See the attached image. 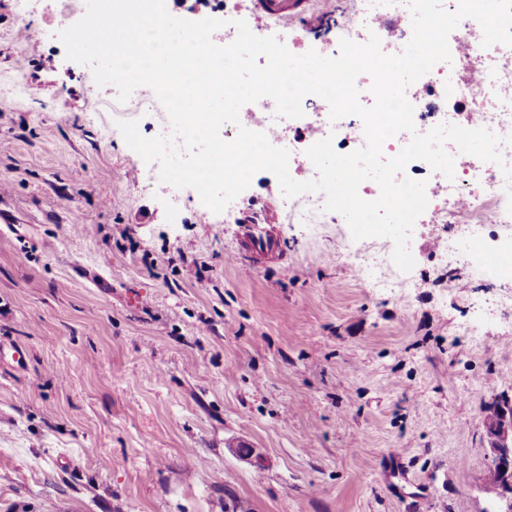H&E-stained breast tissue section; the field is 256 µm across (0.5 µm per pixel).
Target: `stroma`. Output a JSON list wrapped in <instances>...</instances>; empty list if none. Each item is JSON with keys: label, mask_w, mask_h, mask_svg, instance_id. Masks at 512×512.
Segmentation results:
<instances>
[{"label": "stroma", "mask_w": 512, "mask_h": 512, "mask_svg": "<svg viewBox=\"0 0 512 512\" xmlns=\"http://www.w3.org/2000/svg\"><path fill=\"white\" fill-rule=\"evenodd\" d=\"M348 8L296 24L333 42ZM60 29L54 0H0V512H501L482 417L512 395V320L465 333L483 293L435 227L404 295L370 288L349 226L290 223L260 171L244 201L276 210L288 265L244 272L240 209L173 208L105 135L154 136L164 108L113 112Z\"/></svg>", "instance_id": "obj_1"}]
</instances>
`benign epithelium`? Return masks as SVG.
<instances>
[{
  "mask_svg": "<svg viewBox=\"0 0 512 512\" xmlns=\"http://www.w3.org/2000/svg\"><path fill=\"white\" fill-rule=\"evenodd\" d=\"M495 410L497 417L483 419V425L491 448V466L496 468L500 477L495 496L506 502L504 512H512V396H499Z\"/></svg>",
  "mask_w": 512,
  "mask_h": 512,
  "instance_id": "1",
  "label": "benign epithelium"
}]
</instances>
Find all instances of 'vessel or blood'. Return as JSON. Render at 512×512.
Wrapping results in <instances>:
<instances>
[{
	"mask_svg": "<svg viewBox=\"0 0 512 512\" xmlns=\"http://www.w3.org/2000/svg\"><path fill=\"white\" fill-rule=\"evenodd\" d=\"M307 0H255L254 15L258 22L277 19L288 23L302 16ZM234 259H248L250 265L264 262L286 264L287 254L278 232V219L268 209L244 212L235 232Z\"/></svg>",
	"mask_w": 512,
	"mask_h": 512,
	"instance_id": "b4317fda",
	"label": "vessel or blood"
}]
</instances>
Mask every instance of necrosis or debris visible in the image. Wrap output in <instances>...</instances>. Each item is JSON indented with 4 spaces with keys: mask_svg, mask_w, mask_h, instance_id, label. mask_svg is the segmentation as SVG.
<instances>
[{
    "mask_svg": "<svg viewBox=\"0 0 512 512\" xmlns=\"http://www.w3.org/2000/svg\"><path fill=\"white\" fill-rule=\"evenodd\" d=\"M345 38L358 43L377 35L387 54L401 53L412 34L411 13L405 0H352L351 12L342 27ZM483 32L471 18L462 19L448 38L452 60L436 64L406 90L414 106L418 131L450 122L467 129L486 128L498 135L512 133V46L482 44ZM303 117L276 114L272 99L244 105L235 123L224 124L220 134L234 140L240 128L272 135L273 145L287 143L291 161L296 162L301 180L315 177L306 156L314 143L331 138L340 154L366 144L362 120L354 115L334 120L328 103L315 95L301 102ZM455 155V177L447 179L423 161L410 162L405 177L426 183L427 207L432 223L442 232L435 255L449 272H470L489 283L512 281V213L508 205V182L502 167L475 156ZM390 246L362 250L357 241L343 245L340 260L362 283L374 288H403L405 276L388 278L392 265Z\"/></svg>",
    "mask_w": 512,
    "mask_h": 512,
    "instance_id": "necrosis-or-debris-1",
    "label": "necrosis or debris"
}]
</instances>
